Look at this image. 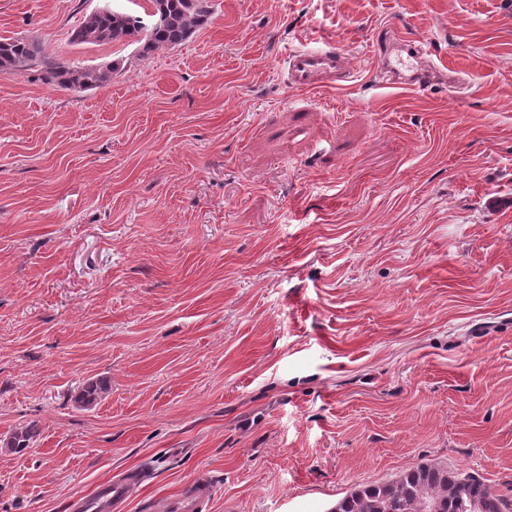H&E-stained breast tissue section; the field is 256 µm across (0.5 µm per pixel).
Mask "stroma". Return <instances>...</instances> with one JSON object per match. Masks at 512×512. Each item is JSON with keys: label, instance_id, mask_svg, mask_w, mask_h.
Segmentation results:
<instances>
[{"label": "stroma", "instance_id": "35a3bbf8", "mask_svg": "<svg viewBox=\"0 0 512 512\" xmlns=\"http://www.w3.org/2000/svg\"><path fill=\"white\" fill-rule=\"evenodd\" d=\"M212 4L143 57L71 35L150 0H0V38L125 64L0 70V512L129 468L126 512L200 474L207 512H330L430 462L508 494L512 0ZM389 29L440 78L379 83ZM327 42L353 80L291 88ZM34 64L44 68L46 83L62 88L98 86L112 80V75L123 69L114 61L105 68L64 66L56 63L37 41L17 37L0 40V69L22 71Z\"/></svg>", "mask_w": 512, "mask_h": 512}]
</instances>
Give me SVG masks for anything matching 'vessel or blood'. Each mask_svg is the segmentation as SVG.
Instances as JSON below:
<instances>
[{
  "label": "vessel or blood",
  "mask_w": 512,
  "mask_h": 512,
  "mask_svg": "<svg viewBox=\"0 0 512 512\" xmlns=\"http://www.w3.org/2000/svg\"><path fill=\"white\" fill-rule=\"evenodd\" d=\"M420 54L416 44L393 39L385 55L380 57L378 69L397 76L401 82H416ZM286 74L288 84L296 89L332 85L341 88L349 81L351 69L342 52L329 43L320 48L290 52ZM143 480V473L136 470L108 479L97 486L93 495L72 499L69 512H126L133 487ZM212 496L213 487L208 480H192L168 501L165 512H203Z\"/></svg>",
  "instance_id": "1"
}]
</instances>
